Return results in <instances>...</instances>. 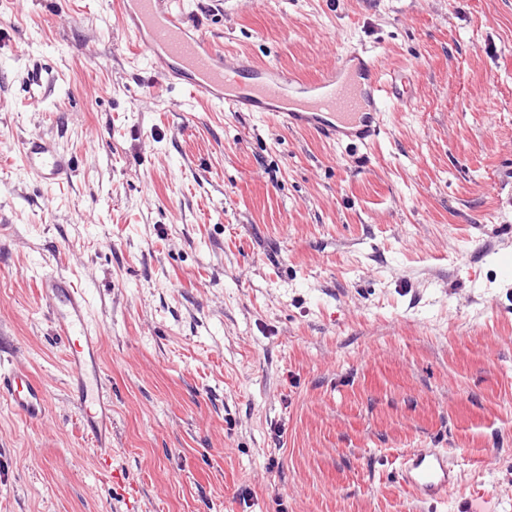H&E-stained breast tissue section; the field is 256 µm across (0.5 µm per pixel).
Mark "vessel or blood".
<instances>
[{
  "label": "vessel or blood",
  "mask_w": 512,
  "mask_h": 512,
  "mask_svg": "<svg viewBox=\"0 0 512 512\" xmlns=\"http://www.w3.org/2000/svg\"><path fill=\"white\" fill-rule=\"evenodd\" d=\"M119 5L123 24L149 67L185 85L192 98L228 112H271L288 127L314 129L330 142L353 147L380 134L381 107L400 94L395 78L384 75L374 59L353 53L338 58L308 84L307 98L291 104L286 92L298 85L297 76L257 64L247 55L227 56L203 30L187 31L185 14L172 0H119ZM22 150L28 169L45 182L58 181L70 169L66 155L50 138H28ZM39 288L54 332L66 346L69 391L82 408V428L98 465L110 468L112 396L102 378L101 339L94 330L90 299L58 273L40 276ZM0 398L24 419L40 420L46 414L47 389L25 369L0 373ZM397 473L418 501L432 507L447 502L459 483L447 453L437 448L403 452Z\"/></svg>",
  "instance_id": "1"
}]
</instances>
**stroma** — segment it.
Instances as JSON below:
<instances>
[{
    "label": "stroma",
    "mask_w": 512,
    "mask_h": 512,
    "mask_svg": "<svg viewBox=\"0 0 512 512\" xmlns=\"http://www.w3.org/2000/svg\"><path fill=\"white\" fill-rule=\"evenodd\" d=\"M116 2L0 0V369L49 392L0 404V512H512V0H180L226 53L398 75L358 148L190 99ZM35 135L71 178L28 171ZM45 273L92 299L108 474ZM410 448L457 462L446 505ZM0 397L26 420H41L47 410L48 394L45 385L33 374L22 368L8 373L0 371ZM400 483L421 503L434 507L448 501L459 474L438 448H411L397 457Z\"/></svg>",
    "instance_id": "obj_1"
}]
</instances>
